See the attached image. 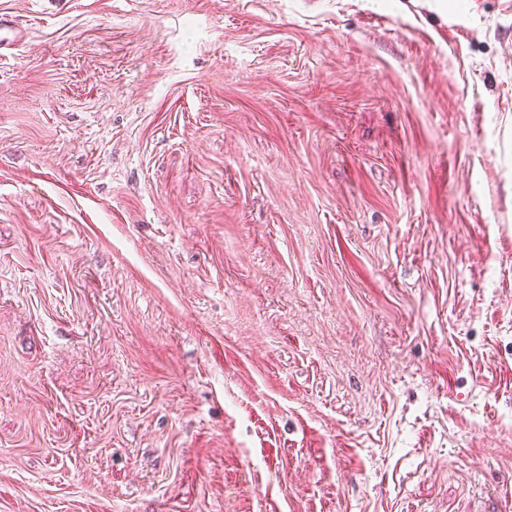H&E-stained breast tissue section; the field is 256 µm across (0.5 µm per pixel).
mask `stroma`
<instances>
[{"instance_id": "obj_1", "label": "stroma", "mask_w": 512, "mask_h": 512, "mask_svg": "<svg viewBox=\"0 0 512 512\" xmlns=\"http://www.w3.org/2000/svg\"><path fill=\"white\" fill-rule=\"evenodd\" d=\"M0 15V512H512V0Z\"/></svg>"}]
</instances>
